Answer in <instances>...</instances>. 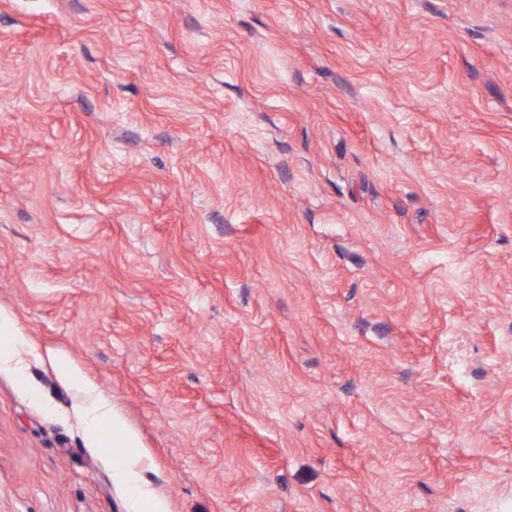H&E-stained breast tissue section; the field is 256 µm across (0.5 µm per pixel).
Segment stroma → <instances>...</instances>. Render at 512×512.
Masks as SVG:
<instances>
[{"label":"stroma","instance_id":"1","mask_svg":"<svg viewBox=\"0 0 512 512\" xmlns=\"http://www.w3.org/2000/svg\"><path fill=\"white\" fill-rule=\"evenodd\" d=\"M0 512H512V0H0ZM9 333L13 336L12 344L7 346H0V366L18 364L16 362V354L14 350V344L19 343L22 340L20 334L16 330L9 316L5 313L0 312V333ZM65 378L71 387L87 396L79 408L86 420L85 440L88 447H98L101 426L108 423L112 425L113 448H139L137 436L125 426L121 417L112 408V404L107 399L95 395L79 372L71 370L66 373ZM136 460L137 457L131 455L125 466L113 473L114 479L131 490L134 512H166L163 503L138 484L134 470Z\"/></svg>","mask_w":512,"mask_h":512}]
</instances>
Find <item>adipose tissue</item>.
I'll list each match as a JSON object with an SVG mask.
<instances>
[{
  "label": "adipose tissue",
  "instance_id": "ef3b65f1",
  "mask_svg": "<svg viewBox=\"0 0 512 512\" xmlns=\"http://www.w3.org/2000/svg\"><path fill=\"white\" fill-rule=\"evenodd\" d=\"M65 378L68 384L86 393L87 398L81 406V411L86 420L85 440L88 447H97L100 442V430L103 424L112 427V445L116 448H135L139 442L136 435L130 431L115 412L111 403L98 395L92 394L90 385L77 371H69Z\"/></svg>",
  "mask_w": 512,
  "mask_h": 512
}]
</instances>
